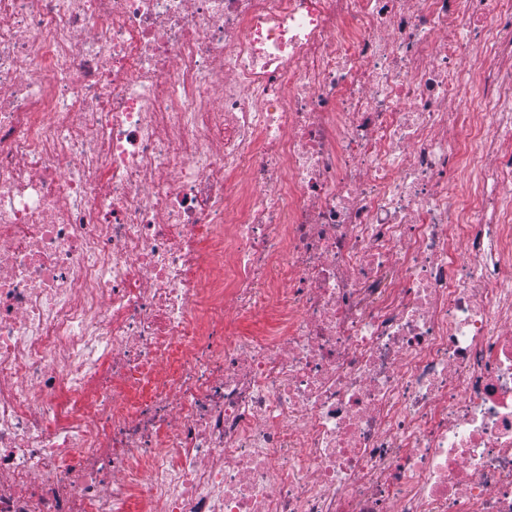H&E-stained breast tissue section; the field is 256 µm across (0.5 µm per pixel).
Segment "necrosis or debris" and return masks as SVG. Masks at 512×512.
Returning a JSON list of instances; mask_svg holds the SVG:
<instances>
[{
    "label": "necrosis or debris",
    "mask_w": 512,
    "mask_h": 512,
    "mask_svg": "<svg viewBox=\"0 0 512 512\" xmlns=\"http://www.w3.org/2000/svg\"><path fill=\"white\" fill-rule=\"evenodd\" d=\"M0 512H512V0H0Z\"/></svg>",
    "instance_id": "necrosis-or-debris-1"
}]
</instances>
